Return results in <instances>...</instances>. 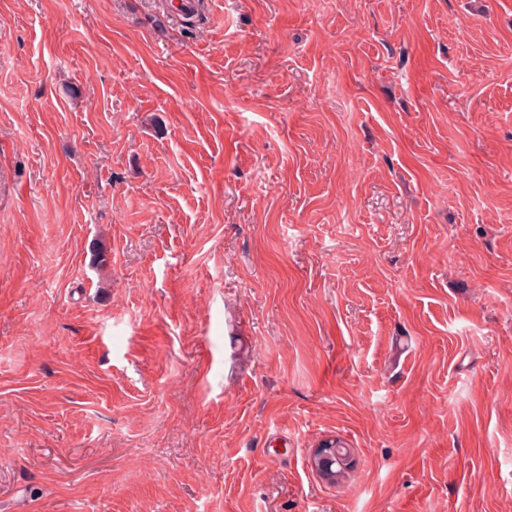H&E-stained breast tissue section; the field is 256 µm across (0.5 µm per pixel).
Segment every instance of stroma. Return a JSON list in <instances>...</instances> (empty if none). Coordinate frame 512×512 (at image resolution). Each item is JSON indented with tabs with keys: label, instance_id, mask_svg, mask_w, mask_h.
Returning a JSON list of instances; mask_svg holds the SVG:
<instances>
[{
	"label": "stroma",
	"instance_id": "stroma-1",
	"mask_svg": "<svg viewBox=\"0 0 512 512\" xmlns=\"http://www.w3.org/2000/svg\"><path fill=\"white\" fill-rule=\"evenodd\" d=\"M0 512H512V0H0Z\"/></svg>",
	"mask_w": 512,
	"mask_h": 512
}]
</instances>
